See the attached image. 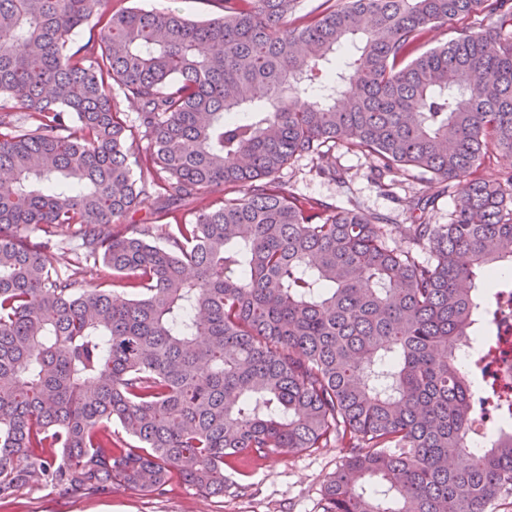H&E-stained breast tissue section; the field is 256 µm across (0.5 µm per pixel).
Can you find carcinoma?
Listing matches in <instances>:
<instances>
[{"label":"carcinoma","mask_w":512,"mask_h":512,"mask_svg":"<svg viewBox=\"0 0 512 512\" xmlns=\"http://www.w3.org/2000/svg\"><path fill=\"white\" fill-rule=\"evenodd\" d=\"M325 2L290 26L296 0H213L203 20L0 0V497L174 473L217 495L228 457L331 442L349 453L323 512L512 497V429L459 462L473 389L453 357L482 274L512 266V173L476 175L512 154V0ZM468 15L478 30L422 50ZM330 142L380 178L457 182L450 222L277 180L303 155L336 174ZM151 199L190 209L127 222ZM71 231L62 274L49 250ZM510 169H512V156L493 151L490 153V158H485L477 171V175L487 181H497L503 172Z\"/></svg>","instance_id":"cac0c4a2"}]
</instances>
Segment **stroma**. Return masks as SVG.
<instances>
[{"label":"stroma","mask_w":512,"mask_h":512,"mask_svg":"<svg viewBox=\"0 0 512 512\" xmlns=\"http://www.w3.org/2000/svg\"><path fill=\"white\" fill-rule=\"evenodd\" d=\"M332 154L342 180L320 171L310 156L292 160L279 176L304 195L340 207L353 202L361 211L389 215L397 224H413L422 217L444 224L455 208L457 195L443 182L394 174L381 185L375 160L341 145L333 147ZM426 195L434 197L433 206L423 213L413 210L412 199ZM345 455V449L331 444L259 460L230 459L224 463L223 494L209 497L176 476L162 490L148 494L118 483L104 495L74 496L20 486L0 499V512H322L324 487Z\"/></svg>","instance_id":"obj_1"}]
</instances>
